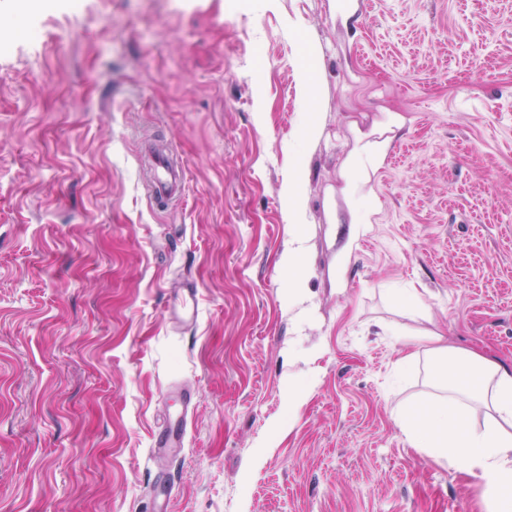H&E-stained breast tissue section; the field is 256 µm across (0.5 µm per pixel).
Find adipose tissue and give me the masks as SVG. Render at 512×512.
<instances>
[{
  "label": "adipose tissue",
  "instance_id": "1",
  "mask_svg": "<svg viewBox=\"0 0 512 512\" xmlns=\"http://www.w3.org/2000/svg\"><path fill=\"white\" fill-rule=\"evenodd\" d=\"M438 363L431 382L438 396L402 417L414 447L449 466L479 473L487 512H512V366L478 352L440 345L438 337L416 340ZM484 416L482 427L471 420Z\"/></svg>",
  "mask_w": 512,
  "mask_h": 512
}]
</instances>
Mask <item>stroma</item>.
<instances>
[{
  "mask_svg": "<svg viewBox=\"0 0 512 512\" xmlns=\"http://www.w3.org/2000/svg\"><path fill=\"white\" fill-rule=\"evenodd\" d=\"M25 13L40 45L0 53V512H155L163 487L171 512H486L406 440L431 359L396 361L434 332L512 364V0H0V30ZM151 177L148 193L158 209H167L179 203L184 193V174L171 161L168 153L152 151L149 154ZM186 436V426L180 420L175 425L165 426L155 435L152 445L154 458H159L167 448H182Z\"/></svg>",
  "mask_w": 512,
  "mask_h": 512,
  "instance_id": "stroma-1",
  "label": "stroma"
}]
</instances>
